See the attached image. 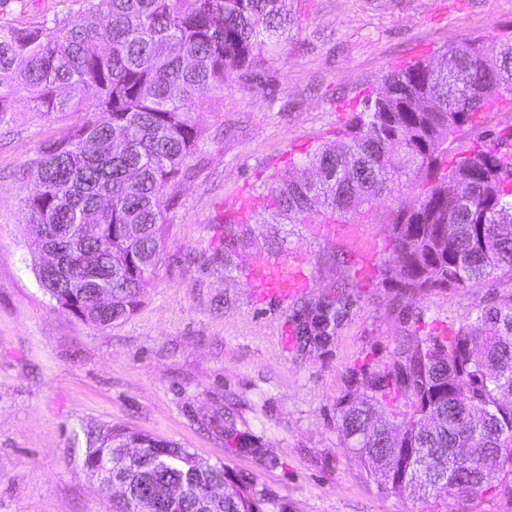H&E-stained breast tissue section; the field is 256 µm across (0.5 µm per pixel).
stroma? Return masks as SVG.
<instances>
[{
    "instance_id": "obj_1",
    "label": "stroma",
    "mask_w": 512,
    "mask_h": 512,
    "mask_svg": "<svg viewBox=\"0 0 512 512\" xmlns=\"http://www.w3.org/2000/svg\"><path fill=\"white\" fill-rule=\"evenodd\" d=\"M80 0H0V24L77 18ZM296 23L273 46L260 80L231 79L200 96L203 132L175 190L166 250L138 309L109 326L57 308L39 286V251L22 222L23 164L86 118L18 109L0 125V512H112L84 467L88 431L115 424L189 448L246 477L268 512H512V476L467 497L405 499L365 478L337 431L339 403L364 367L388 363L414 337L441 336L478 307L512 293L500 275L465 288L401 295L379 270L393 260L394 205L322 237L314 224H276L256 208L257 238L286 242L303 267L299 295L257 302L247 278L258 247L224 265V217L239 199L266 194L305 152L331 143L387 68L436 58L439 48L512 26V0H288ZM327 309L328 338L296 339ZM236 413V437L221 418ZM255 439L246 454L237 438Z\"/></svg>"
}]
</instances>
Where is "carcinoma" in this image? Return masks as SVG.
<instances>
[{"mask_svg": "<svg viewBox=\"0 0 512 512\" xmlns=\"http://www.w3.org/2000/svg\"><path fill=\"white\" fill-rule=\"evenodd\" d=\"M80 18L0 25V125L18 105L86 121L39 150L22 223L60 251L41 288L79 318H128L152 286L165 249L168 190L186 175L202 131L191 112L203 90L251 76L294 23L287 0H83ZM388 69L338 133L306 155L316 177L288 173L269 209L292 224H337L377 196L420 185L416 204L387 214L394 265L385 280L408 295L457 288L497 272L512 278V148L448 143L493 102L512 106V35L465 39ZM224 230V264L251 240ZM317 318L298 339L327 338ZM365 393L339 407L342 447L366 476L403 498L466 495L492 484L485 459L512 473V293L446 336L398 348L392 365L361 372ZM403 418L393 431L390 420ZM141 451L136 462L126 449ZM85 468L125 474L157 500L182 487L168 512H265L250 482L171 441L111 425L87 434ZM224 483V496L208 489Z\"/></svg>", "mask_w": 512, "mask_h": 512, "instance_id": "cac0c4a2", "label": "carcinoma"}]
</instances>
